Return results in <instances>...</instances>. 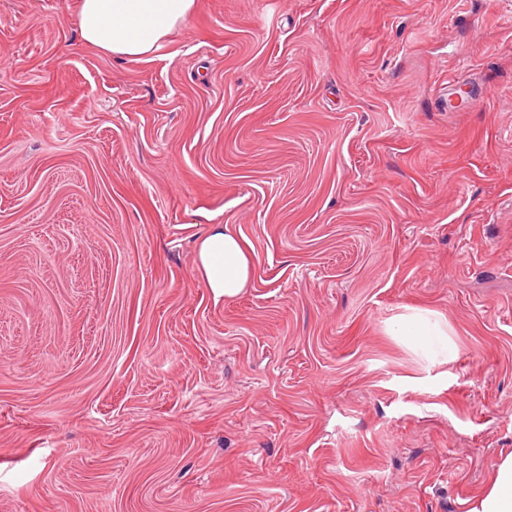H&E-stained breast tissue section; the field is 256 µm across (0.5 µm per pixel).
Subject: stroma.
Returning a JSON list of instances; mask_svg holds the SVG:
<instances>
[{"label":"stroma","instance_id":"obj_1","mask_svg":"<svg viewBox=\"0 0 512 512\" xmlns=\"http://www.w3.org/2000/svg\"><path fill=\"white\" fill-rule=\"evenodd\" d=\"M78 6L0 0V512H467L512 453V0H197L139 60ZM197 265L215 301L238 296L252 272L249 255L228 226L210 229L201 238ZM396 335L431 364L438 362L439 358L447 361L453 353L447 324L432 312L401 316L396 323Z\"/></svg>","mask_w":512,"mask_h":512}]
</instances>
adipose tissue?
I'll use <instances>...</instances> for the list:
<instances>
[{"label": "adipose tissue", "instance_id": "obj_1", "mask_svg": "<svg viewBox=\"0 0 512 512\" xmlns=\"http://www.w3.org/2000/svg\"><path fill=\"white\" fill-rule=\"evenodd\" d=\"M196 0H79L82 40L117 58L139 59L160 51L191 17ZM198 269L215 300H230L247 286L252 262L229 228L210 229L201 239ZM396 334L429 362L453 352L448 326L434 313L401 316ZM468 512H512V453L503 456Z\"/></svg>", "mask_w": 512, "mask_h": 512}]
</instances>
